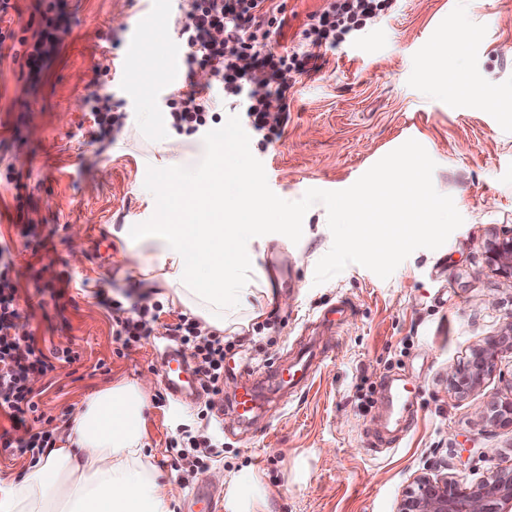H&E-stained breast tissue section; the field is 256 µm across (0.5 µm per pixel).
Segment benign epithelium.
Wrapping results in <instances>:
<instances>
[{
	"label": "benign epithelium",
	"instance_id": "obj_1",
	"mask_svg": "<svg viewBox=\"0 0 512 512\" xmlns=\"http://www.w3.org/2000/svg\"><path fill=\"white\" fill-rule=\"evenodd\" d=\"M487 265L512 277V236L492 241L487 250ZM512 352V324L498 341L477 345L468 361L448 370V384L459 394L478 386L488 374L499 352ZM479 417L491 424L512 426V398L489 403L480 408ZM512 502V472L499 471L490 479L470 487L446 479L417 478L401 500L399 512H502V504Z\"/></svg>",
	"mask_w": 512,
	"mask_h": 512
}]
</instances>
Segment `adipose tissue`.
<instances>
[{
    "label": "adipose tissue",
    "instance_id": "ef3b65f1",
    "mask_svg": "<svg viewBox=\"0 0 512 512\" xmlns=\"http://www.w3.org/2000/svg\"><path fill=\"white\" fill-rule=\"evenodd\" d=\"M180 136L166 141L167 157L152 199L182 195L180 216L162 226L155 242L157 267L144 279L163 287L173 305L186 308L210 327L247 326L268 290L253 278V229L266 209L253 179L238 172L239 187L228 192L223 150L206 149L205 176L174 179ZM151 391L146 380H122L93 393L71 427L57 435L36 468L0 482V512H172L170 481L151 463L143 443L144 410ZM225 512H268L260 475L224 482Z\"/></svg>",
    "mask_w": 512,
    "mask_h": 512
}]
</instances>
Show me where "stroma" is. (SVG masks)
<instances>
[{
	"label": "stroma",
	"instance_id": "obj_1",
	"mask_svg": "<svg viewBox=\"0 0 512 512\" xmlns=\"http://www.w3.org/2000/svg\"><path fill=\"white\" fill-rule=\"evenodd\" d=\"M71 31L35 93L23 91L19 64L0 61V163L21 175L45 248L32 251L10 216L15 190L0 186V240L13 252L21 325L40 346L70 348L81 359L58 364L40 379V406L63 431L92 393L122 380H152L144 444L172 484L173 512L197 487L223 496L212 476L257 473L271 489V512H397L404 492L423 474L471 486L512 471V427L482 422L487 403L512 397V352H501L482 384L465 394L448 385V369L512 322V278L486 265L490 241L512 235V112L496 105L512 87V0H403L397 14L376 22L353 43L327 52L322 72L292 78L288 125L281 139L252 154L272 191L295 201L310 188L341 190L408 139L421 143L437 167L436 190L452 196L464 218L444 245L420 248L388 279L348 265L315 284L314 270L332 246L323 204L303 220V235H264L254 273L269 283L262 316L225 332L224 445L192 478L173 470L169 442L181 425L198 426L204 400L158 406L164 392L151 341L117 355L112 317L97 291L114 298L147 297L139 275L157 261L147 235L160 213L145 200L167 123L143 132L144 106L158 108L165 84L159 63L115 70L126 47L109 36L134 28L131 0H64ZM468 36L451 56L448 91H435L425 66L446 35ZM105 74L129 114L128 127L105 147L89 141L85 98ZM70 281L64 308L46 283ZM313 372L300 392L280 391L250 426L232 407L250 365L266 376L303 352ZM107 371H98V363ZM416 385L410 404L391 402L387 379Z\"/></svg>",
	"mask_w": 512,
	"mask_h": 512
}]
</instances>
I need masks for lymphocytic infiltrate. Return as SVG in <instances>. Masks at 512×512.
<instances>
[{"label": "lymphocytic infiltrate", "instance_id": "f902f5d3", "mask_svg": "<svg viewBox=\"0 0 512 512\" xmlns=\"http://www.w3.org/2000/svg\"><path fill=\"white\" fill-rule=\"evenodd\" d=\"M177 2L173 33L185 73L191 76L205 69L211 81L200 88L192 84L168 91L169 124L189 135L212 128L221 120L214 98L219 92L268 145L281 138L288 124L290 88L285 75L303 78L323 68L318 56L305 52V45L317 44L332 51L352 42L375 20L391 17L399 0H324L319 10L307 15L286 46L280 43L287 24L286 0ZM70 28L61 0H35L27 34L0 27V59L12 55L26 72L27 87L36 88L58 57ZM274 99L280 102L275 111L270 108ZM86 104L93 120L92 143L114 141L125 130L128 115L121 102L115 101L111 86L95 83ZM101 302L112 312V335L121 349H130L153 335L158 303L128 304L106 296ZM20 317L15 259L10 246L0 243V413L10 421L9 428L0 430V450L36 459L53 447L55 438L52 431L36 427L44 413L34 385L53 373L57 364L79 361L80 354L70 349L44 350L33 334L20 327ZM170 334L191 350L204 392L223 393V336L185 315L171 326ZM215 446L214 434L206 430L184 431L169 443L171 466L194 474Z\"/></svg>", "mask_w": 512, "mask_h": 512}]
</instances>
